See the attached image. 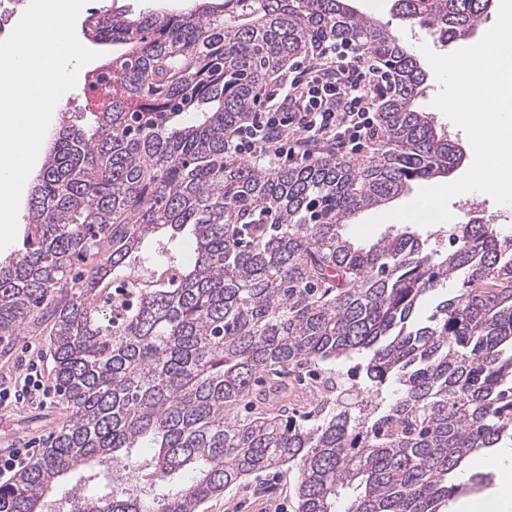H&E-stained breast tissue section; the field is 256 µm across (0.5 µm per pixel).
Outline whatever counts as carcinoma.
Listing matches in <instances>:
<instances>
[{
  "label": "carcinoma",
  "mask_w": 512,
  "mask_h": 512,
  "mask_svg": "<svg viewBox=\"0 0 512 512\" xmlns=\"http://www.w3.org/2000/svg\"><path fill=\"white\" fill-rule=\"evenodd\" d=\"M192 2L83 21L112 45L85 73L95 130L54 129L23 249L0 260V343L50 323L70 415L0 485V512H201L284 465L295 512H448L492 482L459 479L470 457L512 443V228L470 218L444 245L406 225L357 246L358 213L463 161L417 105L418 56L350 0ZM490 3L392 12L458 42ZM324 40L384 65L381 148L281 169L228 159L269 68ZM357 354L347 372L308 370L305 405L267 403L285 369Z\"/></svg>",
  "instance_id": "cac0c4a2"
}]
</instances>
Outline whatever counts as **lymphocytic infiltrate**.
<instances>
[{
  "mask_svg": "<svg viewBox=\"0 0 512 512\" xmlns=\"http://www.w3.org/2000/svg\"><path fill=\"white\" fill-rule=\"evenodd\" d=\"M379 69L357 47L325 43L314 62L294 64L288 79L258 102L251 119L227 134L232 158L271 167L303 166L359 151L377 122ZM38 362L0 388V406L48 396Z\"/></svg>",
  "mask_w": 512,
  "mask_h": 512,
  "instance_id": "obj_1",
  "label": "lymphocytic infiltrate"
}]
</instances>
